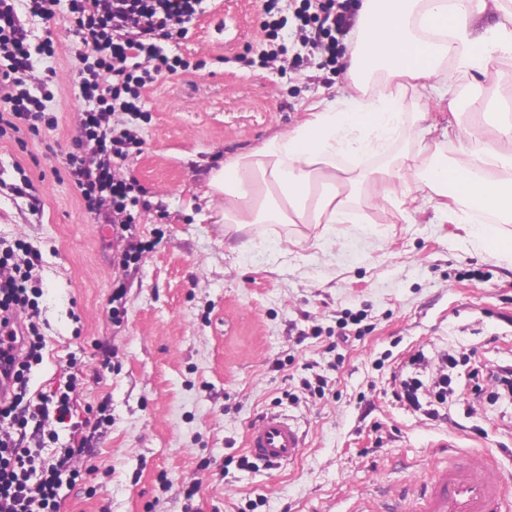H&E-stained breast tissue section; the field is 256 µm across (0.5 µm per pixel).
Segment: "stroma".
Listing matches in <instances>:
<instances>
[{
	"label": "stroma",
	"instance_id": "35a3bbf8",
	"mask_svg": "<svg viewBox=\"0 0 512 512\" xmlns=\"http://www.w3.org/2000/svg\"><path fill=\"white\" fill-rule=\"evenodd\" d=\"M53 11L26 27L54 42L31 79L52 75L58 125L0 138V237L42 254L46 346L30 394L57 384L73 357L76 419L89 406L104 418L90 436L92 472L61 488V512H350L358 499L394 496L410 508L457 445L490 455L512 486V402L475 395L469 379L475 360L512 361L511 263L476 249L429 203L369 211L368 223L317 241L270 224L243 244L202 218L218 160L314 103L357 93L342 69L309 55L298 20L279 32L283 72L261 59L262 0H202L186 38L163 43L201 67L161 73L144 92L140 151L122 171L150 203L137 216L147 249L124 272L119 237L66 176L90 104L68 0ZM472 82L449 71L443 90L407 89L405 109L426 113L430 140L441 141ZM24 175L29 196L14 191ZM418 352L430 374L441 353L457 359L444 420L394 395L393 367ZM313 372L327 378L323 392L305 390ZM269 412L295 419L305 448L290 464L241 467L249 427Z\"/></svg>",
	"mask_w": 512,
	"mask_h": 512
}]
</instances>
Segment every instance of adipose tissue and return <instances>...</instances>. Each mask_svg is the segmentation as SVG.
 Masks as SVG:
<instances>
[{"instance_id":"ef3b65f1","label":"adipose tissue","mask_w":512,"mask_h":512,"mask_svg":"<svg viewBox=\"0 0 512 512\" xmlns=\"http://www.w3.org/2000/svg\"><path fill=\"white\" fill-rule=\"evenodd\" d=\"M489 11L498 22L475 33ZM353 33L343 70L360 97L342 109L313 104L287 131L219 161L204 194L209 220L228 238L267 224L330 232L355 223L357 207L434 201L450 221L467 225L471 243L512 260L504 230L512 223V114L474 119L482 97L472 93V114L445 158L424 138L425 113L405 111L399 93L409 82L427 88L448 63L485 75L493 57L511 56L512 0H360ZM477 211L492 222L472 223Z\"/></svg>"}]
</instances>
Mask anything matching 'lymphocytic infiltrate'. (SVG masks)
Wrapping results in <instances>:
<instances>
[{"label": "lymphocytic infiltrate", "mask_w": 512, "mask_h": 512, "mask_svg": "<svg viewBox=\"0 0 512 512\" xmlns=\"http://www.w3.org/2000/svg\"><path fill=\"white\" fill-rule=\"evenodd\" d=\"M18 0H0V137L28 129L54 128L56 115L45 103L53 98L50 80L31 88L27 76L33 54H53L51 43L32 44L17 10ZM201 0H69L81 43L84 77L80 91L92 102L81 117V135L75 152L67 159V176L78 191L88 214L112 220L124 247L118 258L121 268L138 262L144 244L136 233L135 214L145 206L136 181L121 173L132 148L139 144L136 132L126 128L124 117L142 112L143 91L157 75L187 70L190 60L164 54L162 41L178 40L188 31ZM296 17L310 32L303 42L311 51L335 63L339 38L355 24L349 0H301ZM39 250L0 241V358L13 379L11 396L0 402V512H60L59 490L63 482L77 483L82 477L79 461L88 455L83 429L91 419L73 422L77 401L76 380L28 396L27 371L41 362L45 337L41 311ZM24 315V332H16L12 319ZM23 354L14 357L13 344ZM392 384L398 397L422 409L431 420L439 419L450 377L439 378L434 397L420 401V379L395 371ZM72 423L77 434L69 446L56 449L51 457L41 455L46 427Z\"/></svg>", "instance_id": "obj_1"}]
</instances>
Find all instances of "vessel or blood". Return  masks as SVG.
<instances>
[{
    "label": "vessel or blood",
    "instance_id": "vessel-or-blood-1",
    "mask_svg": "<svg viewBox=\"0 0 512 512\" xmlns=\"http://www.w3.org/2000/svg\"><path fill=\"white\" fill-rule=\"evenodd\" d=\"M304 446L299 426L279 413L265 415L248 435L251 456L265 465L295 461ZM499 469L471 448L456 449L448 464L437 468L433 481L416 499L415 512H506Z\"/></svg>",
    "mask_w": 512,
    "mask_h": 512
}]
</instances>
